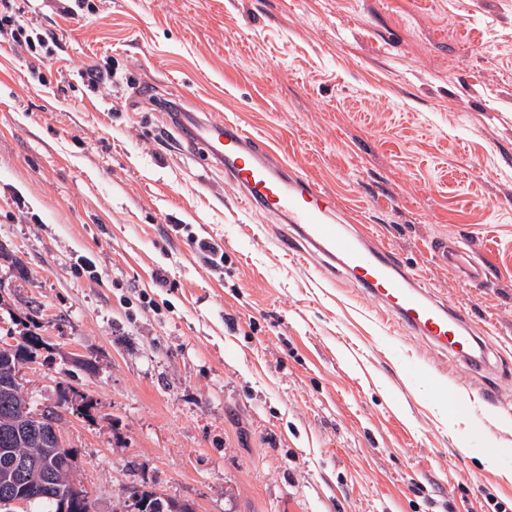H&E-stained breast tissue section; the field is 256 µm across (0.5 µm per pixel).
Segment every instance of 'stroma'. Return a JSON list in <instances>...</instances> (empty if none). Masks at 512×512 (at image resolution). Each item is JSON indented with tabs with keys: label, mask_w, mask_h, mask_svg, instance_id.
<instances>
[{
	"label": "stroma",
	"mask_w": 512,
	"mask_h": 512,
	"mask_svg": "<svg viewBox=\"0 0 512 512\" xmlns=\"http://www.w3.org/2000/svg\"><path fill=\"white\" fill-rule=\"evenodd\" d=\"M14 5L55 42L40 62L0 39V246L21 263L0 265V338L47 343L31 406L92 400L60 433L95 512L133 485L195 512H512V0ZM165 99L266 139L467 316L485 368L280 253ZM434 252L442 264L464 271L470 282L475 283L482 280L484 275L483 267L473 260L467 250L458 247H448L447 242L438 241L434 245Z\"/></svg>",
	"instance_id": "stroma-1"
}]
</instances>
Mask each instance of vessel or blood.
I'll list each match as a JSON object with an SVG mask.
<instances>
[{"instance_id":"obj_1","label":"vessel or blood","mask_w":512,"mask_h":512,"mask_svg":"<svg viewBox=\"0 0 512 512\" xmlns=\"http://www.w3.org/2000/svg\"><path fill=\"white\" fill-rule=\"evenodd\" d=\"M183 142L203 150L235 184L245 203L279 221V249L287 255H314L325 272L343 274L380 301L398 323L466 365L477 361L478 341L467 320L430 291L386 247L360 241L347 226L332 220V202L313 180L281 162L259 136L229 118L199 119L175 112L170 116ZM439 261L464 271L470 282L484 270L464 249L439 241Z\"/></svg>"}]
</instances>
